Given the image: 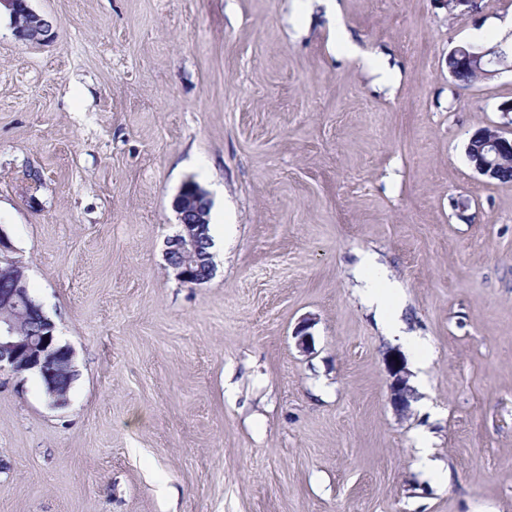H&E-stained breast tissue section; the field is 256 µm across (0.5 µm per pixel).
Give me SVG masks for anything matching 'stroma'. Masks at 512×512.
<instances>
[{
  "mask_svg": "<svg viewBox=\"0 0 512 512\" xmlns=\"http://www.w3.org/2000/svg\"><path fill=\"white\" fill-rule=\"evenodd\" d=\"M29 4L41 42L0 15V228L78 375L59 408L0 370V512H512V182L465 154L512 137V68L448 74L512 47V0ZM188 181L196 285L164 256ZM367 253L430 357L403 417ZM448 56H453L456 60L455 63L452 58L448 57V69L452 68L449 70L451 77L456 79L459 74V79L462 82L470 84L477 79L474 74L484 79L493 77L498 71L497 67L508 58V53L499 48L481 51L465 44L455 47ZM460 71L471 73H459ZM496 127L479 130L471 135L465 147L469 164L481 175L494 180L506 160L512 157V141L500 136ZM501 182L512 180V167H509L496 179ZM191 192L192 195L186 197L180 191L174 199L179 224L177 231L166 240L165 254L179 281L200 284L210 279L215 269L212 254L208 251L211 238L205 230L210 201L202 189Z\"/></svg>",
  "mask_w": 512,
  "mask_h": 512,
  "instance_id": "1",
  "label": "stroma"
}]
</instances>
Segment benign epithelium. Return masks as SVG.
Listing matches in <instances>:
<instances>
[{
	"label": "benign epithelium",
	"mask_w": 512,
	"mask_h": 512,
	"mask_svg": "<svg viewBox=\"0 0 512 512\" xmlns=\"http://www.w3.org/2000/svg\"><path fill=\"white\" fill-rule=\"evenodd\" d=\"M12 18L16 38L25 42H40L49 32L48 22L30 6L29 0H0V9ZM450 55L456 67L451 77L469 71L480 78H491L498 66L508 58L499 48L485 51L470 45L455 47ZM469 164L481 175L494 180L503 163L512 158V141L502 138L497 128L484 129L471 135L465 147ZM173 207L178 214L177 231L166 240V260L175 277L187 284H200L211 278L214 263L209 248L211 238L205 230L210 201L205 191L192 190V195H177ZM15 248L7 233L0 228V265L10 269V287L0 288V369L7 368L16 375L35 374L43 379L45 393L57 407L68 404V391L57 390L54 379L60 372L74 381L76 370L74 351L57 340L56 325L46 315L28 286L25 267L14 258ZM34 321L36 335L24 336L18 331L17 319ZM390 403L402 414L409 407L412 390L408 371L402 357L389 359Z\"/></svg>",
	"instance_id": "7a95c632"
}]
</instances>
